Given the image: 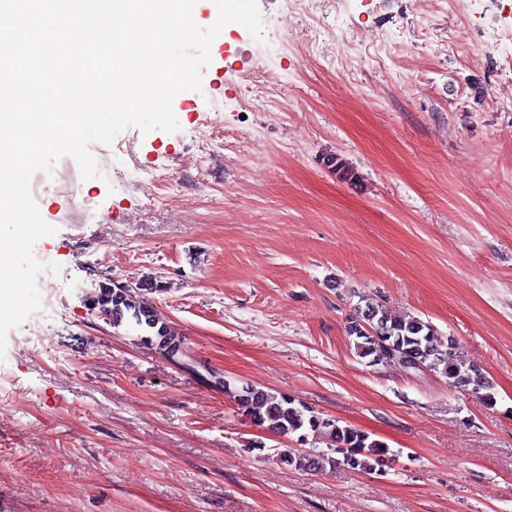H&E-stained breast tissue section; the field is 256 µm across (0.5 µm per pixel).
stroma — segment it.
I'll use <instances>...</instances> for the list:
<instances>
[{
	"instance_id": "1",
	"label": "stroma",
	"mask_w": 512,
	"mask_h": 512,
	"mask_svg": "<svg viewBox=\"0 0 512 512\" xmlns=\"http://www.w3.org/2000/svg\"><path fill=\"white\" fill-rule=\"evenodd\" d=\"M258 6L266 43L226 25L178 131L128 128L110 176L65 157L35 192L61 272L0 353V512H512V45L486 47L512 0ZM212 120L217 160L195 135ZM148 277L190 366L86 305ZM370 302L454 340L494 405L359 357L348 323ZM207 368L368 433L382 473L282 463L295 437Z\"/></svg>"
}]
</instances>
